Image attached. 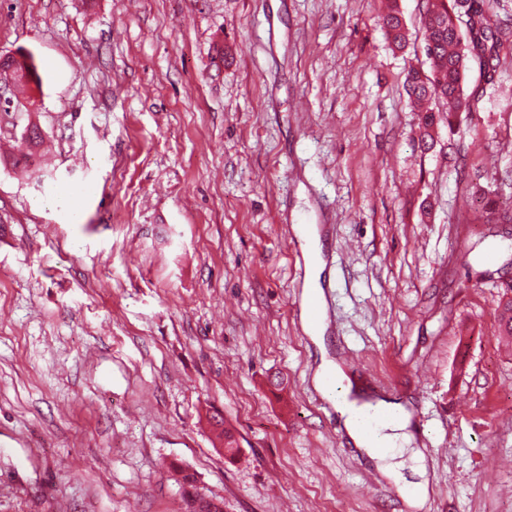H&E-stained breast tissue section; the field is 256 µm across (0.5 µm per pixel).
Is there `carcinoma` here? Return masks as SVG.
<instances>
[{"label":"carcinoma","instance_id":"carcinoma-1","mask_svg":"<svg viewBox=\"0 0 512 512\" xmlns=\"http://www.w3.org/2000/svg\"><path fill=\"white\" fill-rule=\"evenodd\" d=\"M383 25L391 44L403 47L406 28L397 7L390 8L383 18ZM421 25L431 74L421 70L410 71L407 94L424 131L428 132L443 122L448 124V131L454 136L460 133L458 113L470 105L464 90L467 71L476 62L487 79L494 80L501 64V50L512 46V26L503 22L485 0H426ZM9 67L15 73L28 74L27 80L14 81L16 85L39 82L31 59L15 57ZM466 189L469 194L483 200L489 220L512 224V210L500 207L498 189L483 176L467 177ZM497 322L498 335L511 337L512 301L499 302ZM206 419L221 442L224 456L234 458L239 448L234 434L224 428V418L218 412L208 411Z\"/></svg>","mask_w":512,"mask_h":512}]
</instances>
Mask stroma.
Segmentation results:
<instances>
[{
    "label": "stroma",
    "instance_id": "1",
    "mask_svg": "<svg viewBox=\"0 0 512 512\" xmlns=\"http://www.w3.org/2000/svg\"><path fill=\"white\" fill-rule=\"evenodd\" d=\"M426 0H0V512H181L170 469L225 512H412L314 384L321 354L407 403L420 512H512V243L464 190L512 201V50L422 151L406 93ZM77 194L79 217L61 208ZM319 227L323 345L303 329ZM220 412L237 459L215 447ZM383 25L391 44L396 48H402L406 42V28L396 5H393L383 18ZM314 224H297L299 237L306 243V256L309 263L318 271L323 269L325 263L321 257L320 238Z\"/></svg>",
    "mask_w": 512,
    "mask_h": 512
}]
</instances>
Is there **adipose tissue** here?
Instances as JSON below:
<instances>
[{"label": "adipose tissue", "instance_id": "obj_1", "mask_svg": "<svg viewBox=\"0 0 512 512\" xmlns=\"http://www.w3.org/2000/svg\"><path fill=\"white\" fill-rule=\"evenodd\" d=\"M320 390L337 385L336 410L345 430L356 447L363 449L375 460L382 473L396 482L406 483L400 461L403 454H410L414 463L413 473H421L422 455L410 450V414L401 404L385 399L366 400L353 393L352 385L343 368L330 360L322 361L316 373Z\"/></svg>", "mask_w": 512, "mask_h": 512}]
</instances>
